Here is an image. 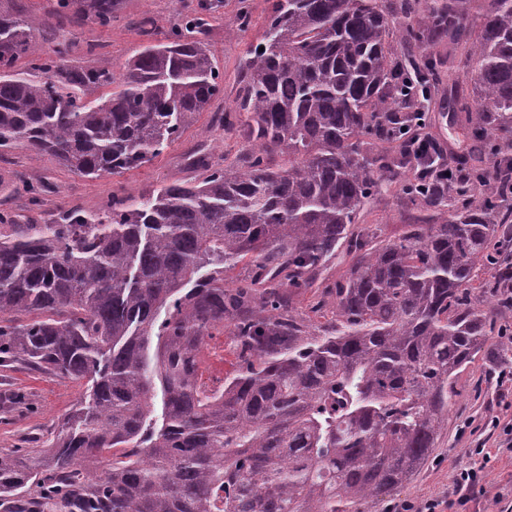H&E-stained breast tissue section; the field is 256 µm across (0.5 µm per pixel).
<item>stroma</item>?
Returning a JSON list of instances; mask_svg holds the SVG:
<instances>
[{"mask_svg": "<svg viewBox=\"0 0 512 512\" xmlns=\"http://www.w3.org/2000/svg\"><path fill=\"white\" fill-rule=\"evenodd\" d=\"M268 5V0H249L252 27L241 33L234 21L240 0H223L210 22L206 42L224 75V92L161 155L130 172L89 178L67 170L52 157L34 162L27 151L16 149L0 155V208L12 210L23 224L52 222L70 208L100 216L112 196H148L174 183L197 181L202 175L194 163L199 153H206L214 164L238 156L244 149L242 139L237 130L219 125L217 118L234 104L248 46L262 36ZM0 7L44 18L43 46L49 48L58 40H70L73 49L69 65L86 66L106 58L118 73L147 41L139 29L142 17L151 18L159 38L181 21L179 0H120L111 28L104 31L89 21L77 28L53 17L52 0H0ZM423 109L428 116L426 134L441 143L448 157L469 153V129L448 110L447 73H440ZM20 176L49 186L39 207H30L27 198L8 193L7 184ZM417 215L415 206L407 203L393 186L365 205L357 226L378 241L393 242ZM511 361L512 308H508L497 313L485 347L456 376L448 427L433 458L410 484L385 498L372 512H391L402 503L447 497L457 470L471 462L472 451L480 446L494 452L495 457L483 481L470 491L467 505L453 507L452 512H500L502 499L512 497V455L498 452L499 433L488 421L493 415H505L512 404V393L500 394L496 384L499 367ZM87 396L83 384L22 365L0 367V452L24 456L41 449L59 421Z\"/></svg>", "mask_w": 512, "mask_h": 512, "instance_id": "stroma-1", "label": "stroma"}]
</instances>
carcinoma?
I'll return each mask as SVG.
<instances>
[{
	"instance_id": "obj_1",
	"label": "carcinoma",
	"mask_w": 512,
	"mask_h": 512,
	"mask_svg": "<svg viewBox=\"0 0 512 512\" xmlns=\"http://www.w3.org/2000/svg\"><path fill=\"white\" fill-rule=\"evenodd\" d=\"M472 2L401 0L396 15L382 0H270L235 101L239 157L200 160L197 182L114 197L101 217L18 224L0 210V366L89 389L47 447L0 453V505L368 512L418 474L448 427L454 377L487 340L492 314L473 292L512 280L491 254L512 235V164L489 189L479 166L512 149V0H488L469 46L473 107L459 99L456 57ZM116 3L57 0V12L106 29ZM216 11L200 4L118 76L107 59L67 66L68 41L42 47L43 19L0 10V155H50L91 178L152 161L223 91L205 41ZM396 34L423 52L406 67ZM442 69L474 136L451 210L442 151L414 110ZM99 87L112 92L89 99ZM395 182L419 223L394 242L355 233ZM14 189L40 204L33 183ZM343 245L347 277L316 288ZM243 261L249 275L224 286ZM485 265L494 273L480 282ZM308 292L299 313L292 299ZM222 330L237 359L224 379L203 360Z\"/></svg>"
}]
</instances>
